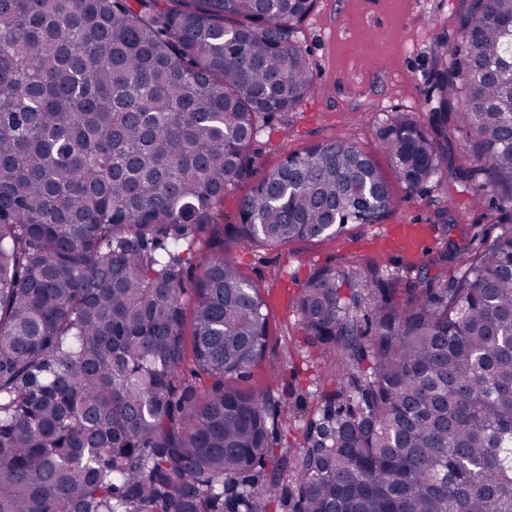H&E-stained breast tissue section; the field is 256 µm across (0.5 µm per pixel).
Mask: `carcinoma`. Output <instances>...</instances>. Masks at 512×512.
Listing matches in <instances>:
<instances>
[{
    "label": "carcinoma",
    "instance_id": "obj_1",
    "mask_svg": "<svg viewBox=\"0 0 512 512\" xmlns=\"http://www.w3.org/2000/svg\"><path fill=\"white\" fill-rule=\"evenodd\" d=\"M314 0H0V512H512V0H471L437 40L429 126L387 112L379 151L413 190L488 207L445 223L414 278L315 271L297 311L334 389L302 451L278 409L229 383L262 354L259 289L204 257L267 120L313 95L295 24ZM464 132L465 164L448 162ZM392 206L350 139L290 154L234 236L277 247ZM209 384L182 377L187 362ZM272 462L270 476L256 468ZM455 204L451 207L453 213L457 216L460 226L469 230V232L481 231L488 224V218L483 211L472 208L470 196L467 193H456L454 196Z\"/></svg>",
    "mask_w": 512,
    "mask_h": 512
}]
</instances>
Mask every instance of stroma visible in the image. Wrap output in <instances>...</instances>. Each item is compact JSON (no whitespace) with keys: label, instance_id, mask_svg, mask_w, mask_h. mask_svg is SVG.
<instances>
[{"label":"stroma","instance_id":"1","mask_svg":"<svg viewBox=\"0 0 512 512\" xmlns=\"http://www.w3.org/2000/svg\"><path fill=\"white\" fill-rule=\"evenodd\" d=\"M465 7V0H315L298 36L310 53L319 92L288 119L270 121L248 176L224 196L225 223H237L247 191L288 154L344 137L376 157L375 123L382 114L410 112L427 123L432 46L439 34H454ZM442 196L431 182L413 191L397 182L386 215L348 225L338 236L249 250L225 237V252L259 288L268 309L264 351L237 385L270 394L285 410L288 424L275 434L276 447L299 452L309 421L319 416L323 394L333 388L324 369L328 354L302 340L295 302L306 281L321 267L366 259L380 262L388 274L415 276L420 253L440 246L434 214Z\"/></svg>","mask_w":512,"mask_h":512}]
</instances>
